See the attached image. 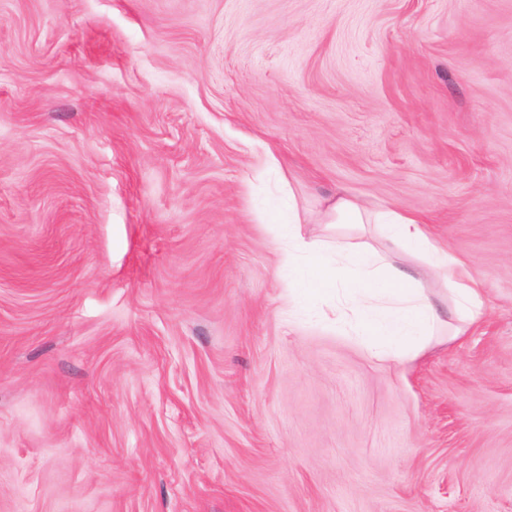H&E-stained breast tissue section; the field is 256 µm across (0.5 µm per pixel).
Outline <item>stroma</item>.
<instances>
[{
  "label": "stroma",
  "instance_id": "stroma-1",
  "mask_svg": "<svg viewBox=\"0 0 512 512\" xmlns=\"http://www.w3.org/2000/svg\"><path fill=\"white\" fill-rule=\"evenodd\" d=\"M340 187L485 319L291 315ZM0 512H512V0H0ZM318 223L326 224L327 230L336 229L339 224H374L386 242L423 255L429 267L436 274H442L447 284L449 281L456 311L463 322L474 325L483 320L481 280L474 277L459 258L433 245L424 223L418 218L394 208L373 212L362 201L340 191L326 206Z\"/></svg>",
  "mask_w": 512,
  "mask_h": 512
}]
</instances>
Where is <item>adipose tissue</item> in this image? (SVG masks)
<instances>
[{
    "label": "adipose tissue",
    "mask_w": 512,
    "mask_h": 512,
    "mask_svg": "<svg viewBox=\"0 0 512 512\" xmlns=\"http://www.w3.org/2000/svg\"><path fill=\"white\" fill-rule=\"evenodd\" d=\"M327 229L342 224H371L386 241L378 249L347 237L328 241L303 235L300 216L270 230L286 242L281 264L292 275L288 303L312 300L326 289L342 290L344 303L336 307V319L355 324L367 337L374 355L402 358L417 353L427 343L440 320L435 305L425 293V283L416 273L394 264L389 246L412 249L423 255L429 267L450 284L460 319L474 325L483 319L482 282L456 256L431 242L424 223L400 210L371 211L346 192H337L322 213Z\"/></svg>",
    "instance_id": "1"
}]
</instances>
